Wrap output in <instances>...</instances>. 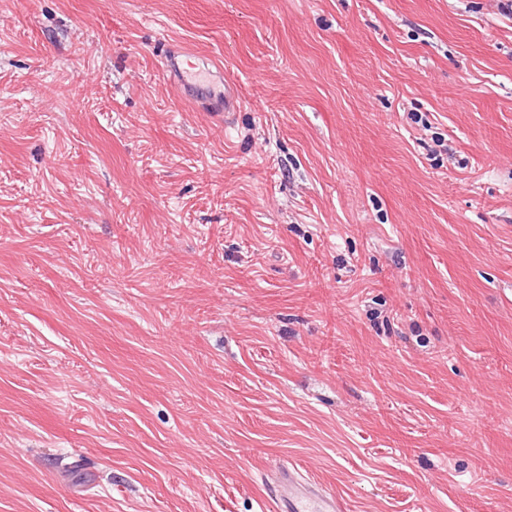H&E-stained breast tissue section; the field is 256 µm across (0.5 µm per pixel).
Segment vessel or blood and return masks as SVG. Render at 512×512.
Listing matches in <instances>:
<instances>
[{"instance_id": "vessel-or-blood-1", "label": "vessel or blood", "mask_w": 512, "mask_h": 512, "mask_svg": "<svg viewBox=\"0 0 512 512\" xmlns=\"http://www.w3.org/2000/svg\"><path fill=\"white\" fill-rule=\"evenodd\" d=\"M164 66L191 96L202 101L215 114L232 112L238 108L239 100L234 85H226L220 94L212 92L209 87L212 71L197 69L186 48L168 47L164 55ZM268 479L273 486L269 512H345L344 502L337 493L304 477L296 465L275 467L270 471Z\"/></svg>"}]
</instances>
